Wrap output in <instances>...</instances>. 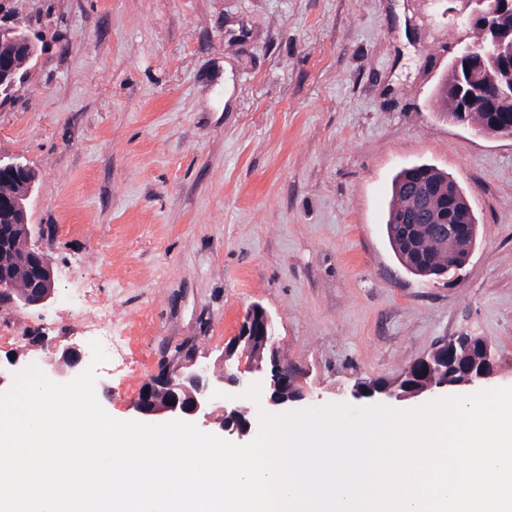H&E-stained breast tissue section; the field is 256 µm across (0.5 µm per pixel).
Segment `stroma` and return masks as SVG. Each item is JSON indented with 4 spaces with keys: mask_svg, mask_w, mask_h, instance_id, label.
<instances>
[{
    "mask_svg": "<svg viewBox=\"0 0 512 512\" xmlns=\"http://www.w3.org/2000/svg\"><path fill=\"white\" fill-rule=\"evenodd\" d=\"M463 0H0L39 36L0 103V155L55 292L0 303V385L112 328L96 370L119 420L163 358L194 345L211 379L248 307L273 319L310 405L396 378L438 341H492L512 386V138L437 102L469 27ZM428 163L478 225L462 270L408 273L385 234L392 179Z\"/></svg>",
    "mask_w": 512,
    "mask_h": 512,
    "instance_id": "1",
    "label": "stroma"
}]
</instances>
